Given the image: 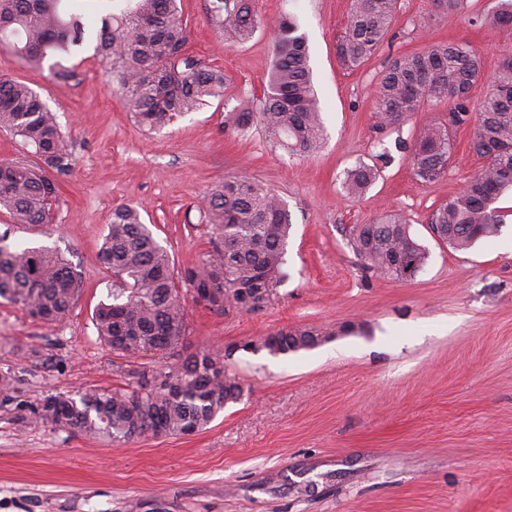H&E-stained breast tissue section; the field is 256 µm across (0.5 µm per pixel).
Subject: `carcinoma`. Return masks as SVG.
Returning a JSON list of instances; mask_svg holds the SVG:
<instances>
[{"label":"carcinoma","instance_id":"carcinoma-1","mask_svg":"<svg viewBox=\"0 0 512 512\" xmlns=\"http://www.w3.org/2000/svg\"><path fill=\"white\" fill-rule=\"evenodd\" d=\"M396 8L397 0H351L336 45L344 69L359 67L385 42ZM210 17L216 30L239 42L259 27L255 0H210ZM485 22L512 24V0H500ZM85 43L82 16L68 0H0V46L26 64L40 67L48 57L71 56ZM187 43L188 25L177 0H128L121 14L103 19L95 52L112 70L113 85L142 129L160 130L224 96V73L187 53ZM481 77L472 46L432 43L391 59L375 93L381 126L395 125L432 102L454 106L447 122L417 131L409 162L423 181L447 172L454 128L473 124V150L485 162L429 216L431 232L456 251L498 233L504 215L494 203L512 190V53L505 54L472 112L470 93ZM256 118L269 140L289 152L310 156L322 147L308 49L290 16L278 23L263 95L227 113L224 128L244 130ZM0 129L21 137L34 156L30 163L0 162V208L16 224L49 223L59 177L74 165L55 113L29 85L0 74ZM378 176L377 165L361 161L345 172L344 184L357 195ZM203 201L199 213L211 229V250L199 265L178 274L138 208L112 211L101 260L116 281L110 300L97 306L92 319L97 336L136 363L116 366L122 384L110 390L47 395L30 421L114 440L185 435L208 426L225 404L240 398L242 386L224 366L226 351L188 350V301L216 314L261 310L285 276L291 219L282 197L247 175L224 178ZM5 239L0 235V298L46 326L62 321L79 292L72 267L53 250L12 247ZM348 242L365 270L395 281L415 277L428 260L426 247L398 212L352 225ZM334 335L315 326L282 328L258 338L257 350L296 353Z\"/></svg>","mask_w":512,"mask_h":512}]
</instances>
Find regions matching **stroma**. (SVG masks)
Instances as JSON below:
<instances>
[{
    "label": "stroma",
    "mask_w": 512,
    "mask_h": 512,
    "mask_svg": "<svg viewBox=\"0 0 512 512\" xmlns=\"http://www.w3.org/2000/svg\"><path fill=\"white\" fill-rule=\"evenodd\" d=\"M498 2L467 0L465 12L448 13L433 0H398L388 39L348 72L336 40L351 0H257L259 28L241 44L214 29L209 0H181L191 51L224 72L232 93L156 132L134 122L93 46L63 58L74 73L66 82L0 48V74L41 95L75 157L50 222L24 227L1 210L0 234L59 252L80 282L68 318L51 328L0 299V373L15 377L0 392V512H512V192L497 202L508 213L498 235L465 251L438 243L430 213L483 164L471 127L456 131L447 172L425 182L408 155L418 127L447 121V105L396 126L373 118L387 63L434 42L479 51L471 97L480 102L512 50V25L483 22ZM288 13L306 39L324 125L310 158L275 147L260 123L224 128L227 112L265 89L275 26ZM384 151L377 182L347 195L346 170ZM235 174L274 189L292 222L286 277L262 311L188 306L189 349L232 347L226 370L241 399L189 435L112 442L20 428L48 394L119 384L121 359L91 319L112 290L99 253L113 209L138 206L180 272L210 248L202 198ZM386 210L406 215L428 250L414 278L365 273L347 243V227ZM298 326L334 337L288 355L241 348Z\"/></svg>",
    "instance_id": "35a3bbf8"
}]
</instances>
